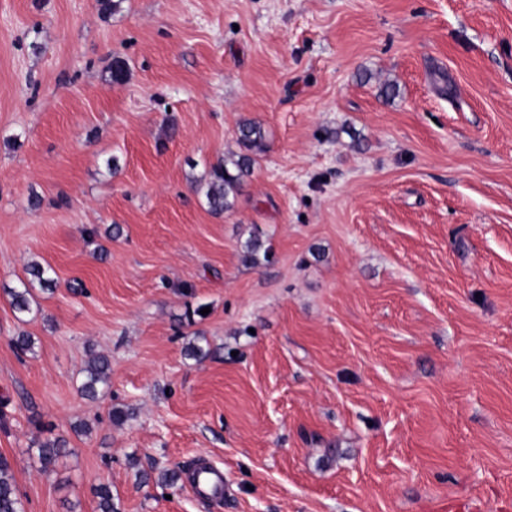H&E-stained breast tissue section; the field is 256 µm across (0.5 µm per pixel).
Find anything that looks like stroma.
Instances as JSON below:
<instances>
[{"label":"stroma","instance_id":"35a3bbf8","mask_svg":"<svg viewBox=\"0 0 512 512\" xmlns=\"http://www.w3.org/2000/svg\"><path fill=\"white\" fill-rule=\"evenodd\" d=\"M0 456L25 512H512V0H0ZM237 143L240 151L228 153L208 173L204 195L215 214L233 209L245 178L266 150L267 131L260 122L243 120L237 126ZM110 363L108 358L100 353H91L86 366L82 369L83 381L80 390L87 396L97 395L98 386L107 383ZM66 440L62 437H57L53 440H47L39 445L37 448V456L41 465L40 470L44 474L54 472V467L60 457L65 456L67 453ZM189 486L199 497L220 499L224 496V474L211 465L200 466L191 473Z\"/></svg>","mask_w":512,"mask_h":512}]
</instances>
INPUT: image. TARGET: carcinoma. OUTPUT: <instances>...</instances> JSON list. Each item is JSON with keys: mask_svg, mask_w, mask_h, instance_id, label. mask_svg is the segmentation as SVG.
<instances>
[{"mask_svg": "<svg viewBox=\"0 0 512 512\" xmlns=\"http://www.w3.org/2000/svg\"><path fill=\"white\" fill-rule=\"evenodd\" d=\"M237 143L240 151L227 154L223 160L212 166L205 183V198L208 208L215 214L233 209L240 189L248 177L258 157L266 150L267 131L264 126L254 120H243L237 126ZM246 260L254 266L269 261L270 248H262L257 239L249 240L245 245ZM28 274L31 280L38 282L47 290L55 286L48 271L38 263L29 265ZM110 363L100 353H93L86 366L82 369L83 381L80 390L87 396L97 395L98 386L107 383ZM66 455V440L57 437L47 440L37 448V456L41 471L49 474L54 471L60 457ZM99 499V512H118L112 501V490L106 485L96 491ZM0 512H24L23 502L18 494L14 477L8 460L0 456Z\"/></svg>", "mask_w": 512, "mask_h": 512, "instance_id": "carcinoma-1", "label": "carcinoma"}]
</instances>
